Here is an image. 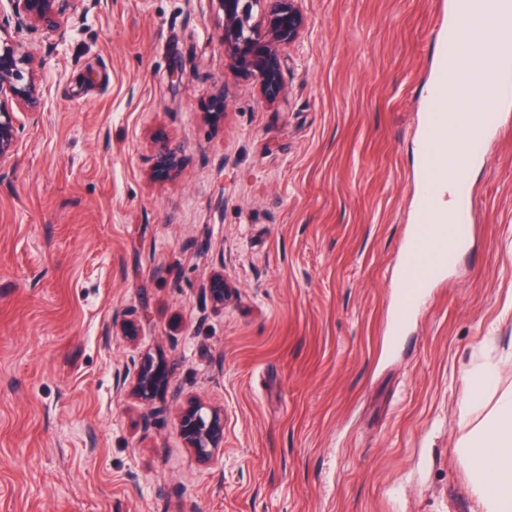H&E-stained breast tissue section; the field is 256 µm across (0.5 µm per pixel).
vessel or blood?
<instances>
[{
	"instance_id": "obj_1",
	"label": "vessel or blood",
	"mask_w": 512,
	"mask_h": 512,
	"mask_svg": "<svg viewBox=\"0 0 512 512\" xmlns=\"http://www.w3.org/2000/svg\"><path fill=\"white\" fill-rule=\"evenodd\" d=\"M454 16L439 28L440 49L431 87L423 105L420 126V199L404 245L396 293L388 320L391 342H399L422 306L430 287L443 280L467 252L473 233V188L465 162L482 159L502 107L505 77H512V44L495 43L489 64L477 76L476 121L448 109L457 99L456 83L448 65L459 62L465 21L477 17L485 27H496L512 0H454Z\"/></svg>"
}]
</instances>
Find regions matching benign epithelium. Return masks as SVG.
Wrapping results in <instances>:
<instances>
[{
    "label": "benign epithelium",
    "instance_id": "7a95c632",
    "mask_svg": "<svg viewBox=\"0 0 512 512\" xmlns=\"http://www.w3.org/2000/svg\"><path fill=\"white\" fill-rule=\"evenodd\" d=\"M58 0H0V164L14 154L18 124L11 104L33 110L40 104L38 62L20 51L14 33L41 28L62 39L66 29L60 22ZM222 11L221 40L227 67L235 75L253 81L264 99L274 104L284 95L282 70L285 49L302 35L301 0H216ZM224 274L211 276L207 294L215 308L224 307ZM161 383L150 358L143 359L133 393L148 400ZM180 433L198 458L207 460L224 438V414L198 402H189L179 419Z\"/></svg>",
    "mask_w": 512,
    "mask_h": 512
}]
</instances>
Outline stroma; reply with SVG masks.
Returning a JSON list of instances; mask_svg holds the SVG:
<instances>
[{"instance_id": "35a3bbf8", "label": "stroma", "mask_w": 512, "mask_h": 512, "mask_svg": "<svg viewBox=\"0 0 512 512\" xmlns=\"http://www.w3.org/2000/svg\"><path fill=\"white\" fill-rule=\"evenodd\" d=\"M450 0H302L285 93L210 0H70L0 166V512H482L458 448L512 389V99L469 167L471 250L387 321ZM221 308L205 298L215 272ZM166 385L116 393L145 357ZM224 412L211 459L182 408ZM483 381L472 382L464 394L461 407V419L467 421L471 413L485 406Z\"/></svg>"}]
</instances>
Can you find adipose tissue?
I'll return each mask as SVG.
<instances>
[{"label": "adipose tissue", "instance_id": "obj_1", "mask_svg": "<svg viewBox=\"0 0 512 512\" xmlns=\"http://www.w3.org/2000/svg\"><path fill=\"white\" fill-rule=\"evenodd\" d=\"M483 512H512V391L501 394L485 422L460 448Z\"/></svg>", "mask_w": 512, "mask_h": 512}]
</instances>
